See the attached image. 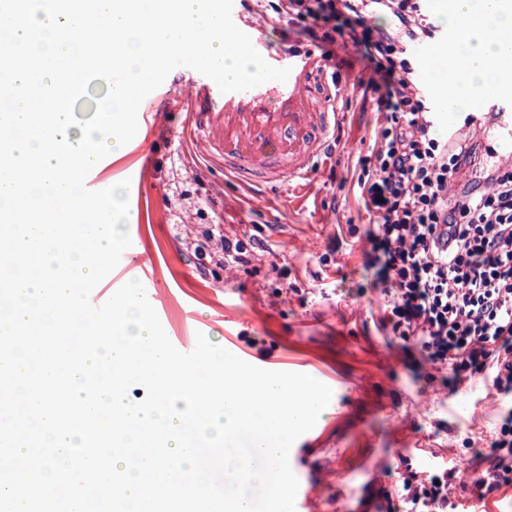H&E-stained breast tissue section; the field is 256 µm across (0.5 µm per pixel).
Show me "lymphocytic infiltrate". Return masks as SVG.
Segmentation results:
<instances>
[{"mask_svg":"<svg viewBox=\"0 0 512 512\" xmlns=\"http://www.w3.org/2000/svg\"><path fill=\"white\" fill-rule=\"evenodd\" d=\"M273 8L310 40L353 47L370 64L358 87L382 123L358 159L357 187L374 218L364 267L389 298L382 328L426 362L480 375L512 398V168L441 131L409 55L437 27L417 0H275ZM371 10L393 15L397 27L367 24ZM481 460L480 499L512 477V409ZM453 477L410 476L407 497L420 512H448Z\"/></svg>","mask_w":512,"mask_h":512,"instance_id":"obj_1","label":"lymphocytic infiltrate"}]
</instances>
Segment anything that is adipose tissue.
<instances>
[{"instance_id":"1","label":"adipose tissue","mask_w":512,"mask_h":512,"mask_svg":"<svg viewBox=\"0 0 512 512\" xmlns=\"http://www.w3.org/2000/svg\"><path fill=\"white\" fill-rule=\"evenodd\" d=\"M445 8L455 38L431 59L429 76L451 111L474 109L486 94H512V0H434Z\"/></svg>"}]
</instances>
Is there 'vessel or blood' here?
I'll return each mask as SVG.
<instances>
[{
    "label": "vessel or blood",
    "instance_id": "obj_1",
    "mask_svg": "<svg viewBox=\"0 0 512 512\" xmlns=\"http://www.w3.org/2000/svg\"><path fill=\"white\" fill-rule=\"evenodd\" d=\"M234 23L270 65L289 68L286 81H269L245 91L224 92L210 78L191 86L195 110L188 132L204 145V159L223 169L255 195L292 184L313 170L328 136L336 128L335 101L309 91L313 78L327 74V61L315 51L271 49L264 27L233 6ZM503 151L512 150V100L493 98Z\"/></svg>",
    "mask_w": 512,
    "mask_h": 512
}]
</instances>
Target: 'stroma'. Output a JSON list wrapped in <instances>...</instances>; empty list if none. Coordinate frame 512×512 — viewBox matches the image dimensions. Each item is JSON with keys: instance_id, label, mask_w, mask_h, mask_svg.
Wrapping results in <instances>:
<instances>
[{"instance_id": "1", "label": "stroma", "mask_w": 512, "mask_h": 512, "mask_svg": "<svg viewBox=\"0 0 512 512\" xmlns=\"http://www.w3.org/2000/svg\"><path fill=\"white\" fill-rule=\"evenodd\" d=\"M332 51L337 144L300 202L288 187L254 198L211 168L184 139L194 74L183 67L169 74L141 103L126 154L97 168L107 187L128 167L144 170L126 229L148 260L130 271L116 267L96 292L106 300L130 280L156 282L163 297L155 311L172 344L201 332L250 364L307 374L331 389L328 413L295 442L305 458L292 471L311 492L313 512H374L384 493L395 512H411L401 499L403 476L439 465L456 468L448 497L453 512H463L500 399L479 383L449 393L451 370L421 363L380 328L385 300L363 268L368 217L354 191L357 160L378 130L376 105L355 90L369 73L360 52ZM200 193L209 197L206 222L222 224L249 264L219 269L198 259L202 226L188 199Z\"/></svg>"}]
</instances>
